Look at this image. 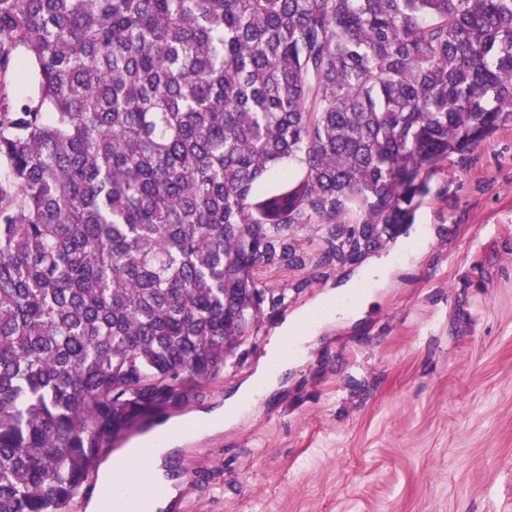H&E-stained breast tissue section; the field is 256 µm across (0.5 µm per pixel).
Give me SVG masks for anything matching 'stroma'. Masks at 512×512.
Masks as SVG:
<instances>
[{"label":"stroma","mask_w":512,"mask_h":512,"mask_svg":"<svg viewBox=\"0 0 512 512\" xmlns=\"http://www.w3.org/2000/svg\"><path fill=\"white\" fill-rule=\"evenodd\" d=\"M429 187L413 223L327 269L329 225L282 229L304 265L254 269L258 323L163 417L222 408L328 292L343 310L317 311L303 354L235 424L175 451L172 512H512V121Z\"/></svg>","instance_id":"obj_1"}]
</instances>
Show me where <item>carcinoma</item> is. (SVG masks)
Returning a JSON list of instances; mask_svg holds the SVG:
<instances>
[{"label": "carcinoma", "mask_w": 512, "mask_h": 512, "mask_svg": "<svg viewBox=\"0 0 512 512\" xmlns=\"http://www.w3.org/2000/svg\"><path fill=\"white\" fill-rule=\"evenodd\" d=\"M511 119L512 0H0V512L224 369L275 229L360 256Z\"/></svg>", "instance_id": "obj_1"}]
</instances>
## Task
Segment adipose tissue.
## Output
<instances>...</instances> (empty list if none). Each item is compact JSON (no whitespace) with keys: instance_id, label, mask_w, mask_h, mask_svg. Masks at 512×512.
I'll return each instance as SVG.
<instances>
[{"instance_id":"adipose-tissue-1","label":"adipose tissue","mask_w":512,"mask_h":512,"mask_svg":"<svg viewBox=\"0 0 512 512\" xmlns=\"http://www.w3.org/2000/svg\"><path fill=\"white\" fill-rule=\"evenodd\" d=\"M283 363L279 346H271L254 376L223 409L209 415L207 424L194 415L174 418L154 430L147 446L119 450L101 472L108 499H95L87 512H167L176 495L165 477L171 451L242 416L256 395L272 389Z\"/></svg>"}]
</instances>
